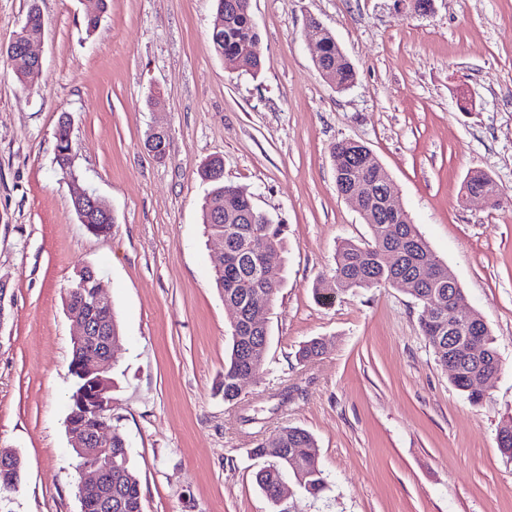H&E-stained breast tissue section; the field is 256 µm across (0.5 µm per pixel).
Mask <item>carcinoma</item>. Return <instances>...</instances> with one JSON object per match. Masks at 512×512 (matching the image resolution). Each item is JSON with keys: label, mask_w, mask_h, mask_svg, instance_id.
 <instances>
[{"label": "carcinoma", "mask_w": 512, "mask_h": 512, "mask_svg": "<svg viewBox=\"0 0 512 512\" xmlns=\"http://www.w3.org/2000/svg\"><path fill=\"white\" fill-rule=\"evenodd\" d=\"M216 12L224 15V26L211 33L215 52L226 60H237L239 66L256 76L261 71V61L250 54L251 45L258 41L250 0H215ZM321 43L320 66H333L342 89L349 88L355 80V71L341 51L331 31L319 34ZM10 69L23 85L37 82L41 69L29 63L22 55H7ZM362 147L347 139L336 141L330 149L339 184L359 181L368 188L365 206L376 210L379 219L370 225V240L357 243L350 240L338 245L333 269L334 287L325 288V280L317 281L313 288L317 301L328 305L350 290L372 288L380 285L397 287L406 284L404 292L422 307L420 330L431 345L442 367H448L453 348L470 343L473 332L464 327L450 336L440 334L448 329V320L455 303L462 298L458 284L448 282V269L437 258L412 222H388L386 209L380 204L377 189L388 177L383 168H366L355 161ZM211 191L201 209V222L211 236L224 237V258L220 259L213 273V285L225 302L241 307L253 314L258 309L271 306L278 292L279 283L261 278V267L266 258L282 260L285 252L282 225L273 223L269 215L259 209L252 194L244 187L224 182L223 162L214 159L209 168L200 172ZM468 190H492L491 179L482 172L473 173L467 182ZM391 257L384 260V255ZM472 324L480 328L477 361L460 365L451 374L454 387L467 394L476 404L483 391L473 383L480 376L486 382L494 378L499 369L496 351L492 346L489 328L479 313H474ZM269 345L268 329L256 331L247 328L231 334L227 357L224 362L222 392L224 402L236 401L240 392L239 376L249 370L259 372L266 360ZM324 353V343L314 338L298 351L299 359L311 362ZM73 388L70 396L68 423L74 430L90 432L97 418L91 410L97 372L80 349L72 348L69 364ZM313 436L298 427L280 429L273 437L260 441L252 449L253 455L267 460V465L257 474V481L271 503H276L277 490L284 473L292 471L297 483L312 497L318 498L328 488L327 476L320 467L312 448ZM126 439L118 426L112 431V457L118 466L112 469V510L110 512H143L140 482L130 460Z\"/></svg>", "instance_id": "1"}]
</instances>
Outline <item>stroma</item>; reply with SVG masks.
Instances as JSON below:
<instances>
[{"instance_id":"obj_1","label":"stroma","mask_w":512,"mask_h":512,"mask_svg":"<svg viewBox=\"0 0 512 512\" xmlns=\"http://www.w3.org/2000/svg\"><path fill=\"white\" fill-rule=\"evenodd\" d=\"M45 19L38 82L2 55L30 5ZM258 75L230 70L211 42L213 0H0V275L13 296L0 328V448L23 479L0 512H81L67 432L73 328L64 297L96 269L123 336L112 421L140 480L143 512H273L252 450L285 426L309 431L329 488L295 484L289 512H512V0H251ZM99 13L94 32L85 19ZM330 29L352 63L347 90L314 63L305 25ZM158 106H150L151 96ZM71 118L76 176L56 164ZM167 130L166 152L145 146ZM364 144L419 233L480 312L501 370L470 403L450 382L402 289L359 288L329 306L337 245L367 240L336 191L332 145ZM283 225L282 287L267 313L263 371L235 404L219 385L232 309L213 286L221 244L200 214L212 157ZM474 171L505 192L465 199ZM105 199L116 223L95 236L72 194ZM325 352L299 361L303 342Z\"/></svg>"}]
</instances>
